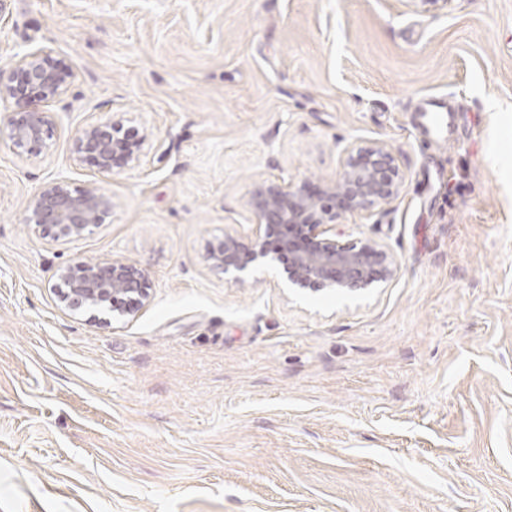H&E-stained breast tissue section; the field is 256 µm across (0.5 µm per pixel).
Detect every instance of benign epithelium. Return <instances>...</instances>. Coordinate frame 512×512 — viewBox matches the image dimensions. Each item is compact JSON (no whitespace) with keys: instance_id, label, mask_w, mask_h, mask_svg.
Wrapping results in <instances>:
<instances>
[{"instance_id":"1","label":"benign epithelium","mask_w":512,"mask_h":512,"mask_svg":"<svg viewBox=\"0 0 512 512\" xmlns=\"http://www.w3.org/2000/svg\"><path fill=\"white\" fill-rule=\"evenodd\" d=\"M76 79L73 66L44 47L26 52L0 67V100L12 101L16 112L7 122L8 139L19 153L44 145L50 119L44 106L65 95ZM145 137L121 133V126L95 125L75 138L74 151L91 160L101 173L137 163ZM400 190L395 158L381 143L354 145L345 152L339 175L323 189L304 179H280L255 186L249 206L263 229L250 244L233 236L213 246L212 266L242 281L253 263L271 254L285 257L289 284L313 292L334 288L356 292L390 280L397 263L376 242L349 244L336 233V211H368L396 197ZM110 200L94 188L71 191L60 182L45 185L30 200L27 223L57 239L81 236L103 222ZM66 290L61 301L71 311L98 308L120 317L132 315L150 299L147 275L134 265L77 262L61 272Z\"/></svg>"}]
</instances>
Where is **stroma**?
<instances>
[{"instance_id":"35a3bbf8","label":"stroma","mask_w":512,"mask_h":512,"mask_svg":"<svg viewBox=\"0 0 512 512\" xmlns=\"http://www.w3.org/2000/svg\"><path fill=\"white\" fill-rule=\"evenodd\" d=\"M42 46L77 77L39 152L0 138V512H512V0H0V66ZM112 121L145 143L102 174L73 143ZM371 141L399 194L336 227L391 280L353 303L212 268L256 184L334 182ZM56 180L103 224H27ZM91 259L149 303L66 309ZM444 103L438 99H430L424 103L421 112L429 124V131L439 140H451L455 134L452 110H444Z\"/></svg>"}]
</instances>
